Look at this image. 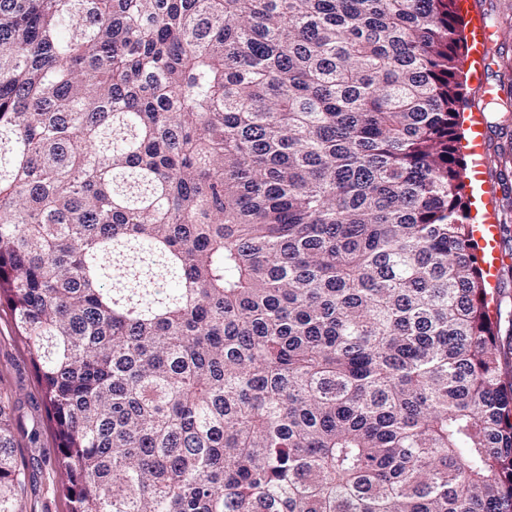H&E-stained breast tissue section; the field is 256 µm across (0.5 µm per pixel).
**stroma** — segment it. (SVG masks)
I'll list each match as a JSON object with an SVG mask.
<instances>
[{"label":"stroma","instance_id":"obj_1","mask_svg":"<svg viewBox=\"0 0 512 512\" xmlns=\"http://www.w3.org/2000/svg\"><path fill=\"white\" fill-rule=\"evenodd\" d=\"M487 77L495 86L494 98H486L472 78H465L467 112L485 113L489 131L486 152L504 151L500 172L489 191L501 230L503 258L498 281L502 286L501 336L504 348L512 349V42L495 39ZM0 400L9 402L22 421L15 455L26 465L32 481L22 500L23 512H68L57 487L59 472L54 430L48 420L43 395L25 345L18 339L8 316L0 313Z\"/></svg>","mask_w":512,"mask_h":512}]
</instances>
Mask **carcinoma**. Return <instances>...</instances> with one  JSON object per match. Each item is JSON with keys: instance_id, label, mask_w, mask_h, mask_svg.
<instances>
[{"instance_id": "obj_1", "label": "carcinoma", "mask_w": 512, "mask_h": 512, "mask_svg": "<svg viewBox=\"0 0 512 512\" xmlns=\"http://www.w3.org/2000/svg\"><path fill=\"white\" fill-rule=\"evenodd\" d=\"M458 0H0V310L69 512H512ZM0 402V512L26 468Z\"/></svg>"}]
</instances>
